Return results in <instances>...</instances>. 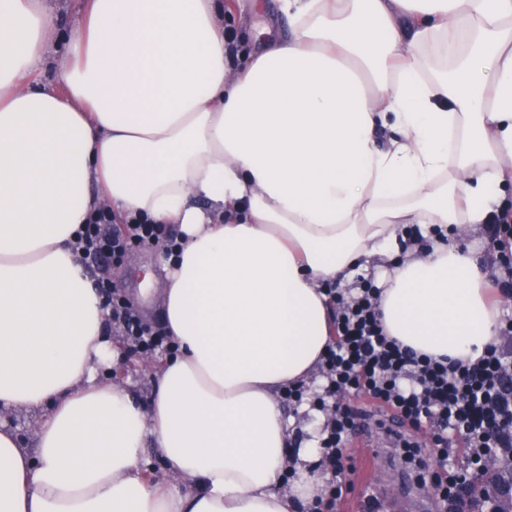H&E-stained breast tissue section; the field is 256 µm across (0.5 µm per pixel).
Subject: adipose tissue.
Listing matches in <instances>:
<instances>
[{
	"label": "adipose tissue",
	"mask_w": 512,
	"mask_h": 512,
	"mask_svg": "<svg viewBox=\"0 0 512 512\" xmlns=\"http://www.w3.org/2000/svg\"><path fill=\"white\" fill-rule=\"evenodd\" d=\"M288 33L237 63L223 0H87L62 84L46 0H0V512H293L288 421L330 338L326 284L389 263V334L478 359L499 307L446 235L512 201V0H278ZM178 225L149 408L74 250L99 208ZM411 224L430 245L404 252ZM169 480H149L146 449ZM1 421L10 424L25 440L26 446L32 447L36 417L26 413H13L1 416Z\"/></svg>",
	"instance_id": "ef3b65f1"
}]
</instances>
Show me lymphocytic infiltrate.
I'll list each match as a JSON object with an SVG mask.
<instances>
[{
	"label": "lymphocytic infiltrate",
	"mask_w": 512,
	"mask_h": 512,
	"mask_svg": "<svg viewBox=\"0 0 512 512\" xmlns=\"http://www.w3.org/2000/svg\"><path fill=\"white\" fill-rule=\"evenodd\" d=\"M145 244L162 246L169 254L180 247L164 225L116 224L99 210L79 231L74 249L89 264L103 258L117 264ZM98 287L105 297L112 331L130 351L150 355L173 349L165 330L143 324L131 306L113 295L107 282H99ZM326 294L333 341L319 365L323 390L312 393L300 385L284 394L289 405L306 403L325 416L317 466L330 473L331 479L323 495L316 498L313 512H328L352 485L354 469L346 465L342 450L356 434L360 414L350 406L337 405L335 398L340 394H364L411 427V434L398 438L401 456L413 466L420 483L433 484L441 503L453 500L471 471L480 470L487 457L512 460V360L502 347L487 349L472 363L419 354L387 336L377 305L380 290L372 282H365L353 294L332 287ZM425 426L434 445L431 464L413 436ZM458 447L470 471L449 466L448 459Z\"/></svg>",
	"instance_id": "1"
}]
</instances>
